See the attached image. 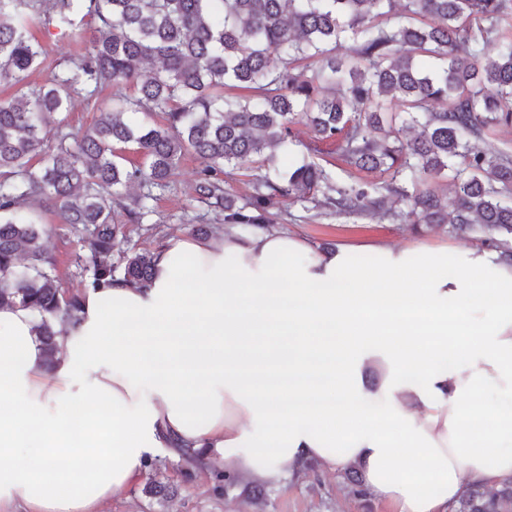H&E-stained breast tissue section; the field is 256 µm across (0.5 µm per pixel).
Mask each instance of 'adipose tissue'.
Segmentation results:
<instances>
[{"instance_id":"obj_1","label":"adipose tissue","mask_w":512,"mask_h":512,"mask_svg":"<svg viewBox=\"0 0 512 512\" xmlns=\"http://www.w3.org/2000/svg\"><path fill=\"white\" fill-rule=\"evenodd\" d=\"M39 324L0 308V512H97L161 452L354 467L390 512L512 481V258L480 243L175 235L145 285L87 290L56 355Z\"/></svg>"}]
</instances>
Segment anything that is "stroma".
Segmentation results:
<instances>
[{"instance_id": "1", "label": "stroma", "mask_w": 512, "mask_h": 512, "mask_svg": "<svg viewBox=\"0 0 512 512\" xmlns=\"http://www.w3.org/2000/svg\"><path fill=\"white\" fill-rule=\"evenodd\" d=\"M97 24L84 19L75 30L57 25L53 14L40 12L31 27L33 37L45 48L46 54L29 76L35 84L48 83L54 74L78 61L89 49ZM112 87L95 95L80 90L72 96L67 114L71 131H85L93 125L99 109L112 101ZM298 158L323 164L337 183L360 179L361 174L344 164L334 144L315 139L306 128H299L291 146ZM199 161L185 154L172 178L170 188L158 192L152 211L144 223L132 225L124 245L128 248L152 249L172 235H193L202 209L194 201L193 187ZM393 213L373 220L346 214H334L315 208L310 202H289L274 199L270 209L277 229L306 237L316 247L336 246L345 241L384 238L400 244L418 241L435 244L466 246L474 238L468 234H450L440 229L418 226L399 199L388 202ZM42 219L48 226L45 245L56 261L64 289L78 292L82 276L74 262L80 244L68 225L60 223L54 210L43 209ZM159 481L171 486L168 498L151 495L148 487ZM102 512H386L384 506L363 502L349 496L339 473L324 471L314 465L303 473L277 483L243 478L233 489H217L211 473L203 472L186 460L167 459L161 469L146 468L128 491L107 502Z\"/></svg>"}]
</instances>
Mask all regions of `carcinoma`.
Returning a JSON list of instances; mask_svg holds the SVG:
<instances>
[{
  "mask_svg": "<svg viewBox=\"0 0 512 512\" xmlns=\"http://www.w3.org/2000/svg\"><path fill=\"white\" fill-rule=\"evenodd\" d=\"M38 5L69 29L80 13L98 22L86 55L48 85L27 82L44 54L29 33ZM388 16L397 21L383 22ZM509 17L512 0H0V84L16 87L0 100V306L33 310L51 352L52 322L78 323L83 294L62 286L36 199L52 202L82 242L84 289L117 276L148 282L152 252L124 251L118 266L107 257L188 151L200 161L196 202L226 224H269L273 199L319 193L324 209L374 219L392 195L419 224L478 231L483 244L512 254L504 202L512 159L485 144L491 128L512 124V42L495 43ZM344 38L356 43L350 60L333 54ZM307 59L315 67L297 70ZM106 84L112 109L80 136L58 124L48 145L49 118L68 111L71 94ZM227 85L252 94L228 96ZM132 112H160L166 122L134 123ZM399 122L417 136L402 141ZM299 123L336 143L349 166L384 180L339 185L307 160L277 168ZM127 150L143 162L126 166ZM251 158L265 173L240 204L224 177ZM444 176L451 199L430 185ZM134 185L142 193L119 224L114 204ZM344 480L349 494L367 497L358 470ZM456 512H512V483L467 492Z\"/></svg>",
  "mask_w": 512,
  "mask_h": 512,
  "instance_id": "carcinoma-1",
  "label": "carcinoma"
}]
</instances>
